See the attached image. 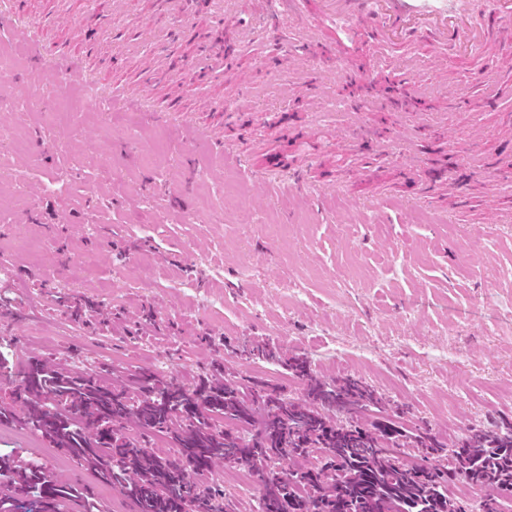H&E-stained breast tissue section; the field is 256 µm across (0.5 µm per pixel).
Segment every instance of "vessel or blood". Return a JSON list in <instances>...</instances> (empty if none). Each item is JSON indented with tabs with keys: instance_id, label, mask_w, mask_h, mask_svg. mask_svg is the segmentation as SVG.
Listing matches in <instances>:
<instances>
[{
	"instance_id": "vessel-or-blood-1",
	"label": "vessel or blood",
	"mask_w": 512,
	"mask_h": 512,
	"mask_svg": "<svg viewBox=\"0 0 512 512\" xmlns=\"http://www.w3.org/2000/svg\"><path fill=\"white\" fill-rule=\"evenodd\" d=\"M324 12L332 19L348 22L367 39L409 46L433 44L448 47L459 54L477 52L495 34L492 14L512 15V0H493L491 14L475 12L472 0H324ZM302 0H279L273 11L255 18L254 23L266 32L278 30L298 13ZM207 11L217 28L201 53L204 67L217 66L227 59L224 44V0H150L152 17L164 21L178 15L194 18ZM58 69L75 77L84 91V101L99 107L108 100L99 82L85 76L75 62L61 61Z\"/></svg>"
}]
</instances>
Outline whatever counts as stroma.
<instances>
[{"label":"stroma","mask_w":512,"mask_h":512,"mask_svg":"<svg viewBox=\"0 0 512 512\" xmlns=\"http://www.w3.org/2000/svg\"><path fill=\"white\" fill-rule=\"evenodd\" d=\"M61 3L10 0L39 22L36 43L0 28V50L19 59L5 93L35 101L0 112L27 140L22 154L0 142V340L13 349L0 390L14 407L25 366L44 355L75 371L109 365L129 388L146 370L191 384L220 367L295 398L304 381L283 361L303 355L324 379L371 384L382 417L408 432L448 443L512 421V185L464 169L475 154L512 162L498 119L512 113V52L444 64L417 51L394 66L325 16L323 0L270 39L244 29L248 0H228L224 32L239 41L220 75L185 70L210 34L201 18L167 43L171 78L153 81L160 33L146 0L118 26L47 23ZM36 58L147 88L157 111L173 105L219 130L227 155L126 100L112 115L78 91L35 100L66 78L33 72ZM455 84L467 94L452 103ZM313 96L345 107L319 122ZM266 340L282 362L245 358ZM15 453L40 458L54 490L79 486L101 512H136L121 483L37 432L0 426V455ZM54 490L17 485L12 512H57Z\"/></svg>","instance_id":"obj_1"}]
</instances>
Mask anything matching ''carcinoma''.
<instances>
[{"label": "carcinoma", "instance_id": "carcinoma-1", "mask_svg": "<svg viewBox=\"0 0 512 512\" xmlns=\"http://www.w3.org/2000/svg\"><path fill=\"white\" fill-rule=\"evenodd\" d=\"M33 363L44 376L22 377L25 410L0 404V424L33 426L105 480L124 472L137 512H218L215 491L189 481L218 462L251 471L260 490L253 512H467L448 496L449 483H512V422L470 428L450 445L429 430L362 424L354 417L380 410L382 397L359 379H320L302 359L290 367L307 379L303 400L225 374L191 387L143 372L131 392L104 368L68 372L50 357ZM128 424L170 430L178 453L129 441ZM290 457L309 464L286 469Z\"/></svg>", "mask_w": 512, "mask_h": 512}]
</instances>
